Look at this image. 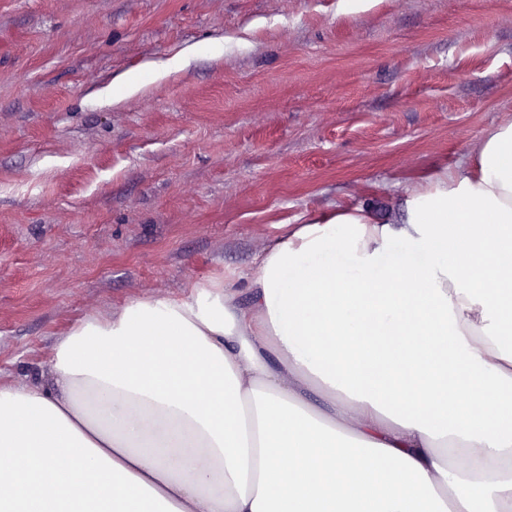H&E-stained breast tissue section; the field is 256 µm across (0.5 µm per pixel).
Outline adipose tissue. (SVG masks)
Instances as JSON below:
<instances>
[{"mask_svg":"<svg viewBox=\"0 0 512 512\" xmlns=\"http://www.w3.org/2000/svg\"><path fill=\"white\" fill-rule=\"evenodd\" d=\"M325 250L355 275L284 280ZM50 377L0 385V512H512V123L400 206L75 325Z\"/></svg>","mask_w":512,"mask_h":512,"instance_id":"adipose-tissue-1","label":"adipose tissue"}]
</instances>
